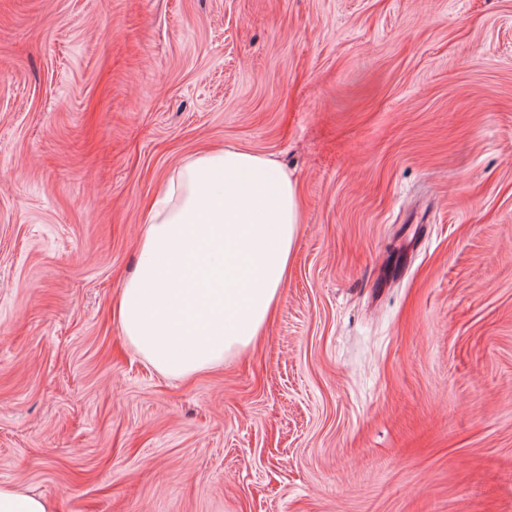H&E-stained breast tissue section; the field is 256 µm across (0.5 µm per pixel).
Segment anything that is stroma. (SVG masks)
<instances>
[{"mask_svg": "<svg viewBox=\"0 0 512 512\" xmlns=\"http://www.w3.org/2000/svg\"><path fill=\"white\" fill-rule=\"evenodd\" d=\"M296 183L254 344L112 309L203 149ZM54 512H512V0H0V486Z\"/></svg>", "mask_w": 512, "mask_h": 512, "instance_id": "stroma-1", "label": "stroma"}]
</instances>
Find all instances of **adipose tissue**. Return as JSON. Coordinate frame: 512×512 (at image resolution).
<instances>
[{
  "label": "adipose tissue",
  "instance_id": "1",
  "mask_svg": "<svg viewBox=\"0 0 512 512\" xmlns=\"http://www.w3.org/2000/svg\"><path fill=\"white\" fill-rule=\"evenodd\" d=\"M142 222L140 259L115 313L156 369L188 376L261 334L302 222L286 172L257 153L203 151L158 182Z\"/></svg>",
  "mask_w": 512,
  "mask_h": 512
}]
</instances>
